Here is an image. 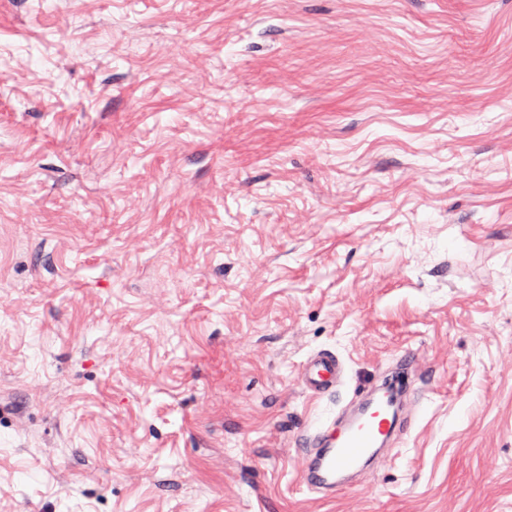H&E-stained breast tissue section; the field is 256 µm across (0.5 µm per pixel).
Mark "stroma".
I'll return each mask as SVG.
<instances>
[{
    "label": "stroma",
    "mask_w": 512,
    "mask_h": 512,
    "mask_svg": "<svg viewBox=\"0 0 512 512\" xmlns=\"http://www.w3.org/2000/svg\"><path fill=\"white\" fill-rule=\"evenodd\" d=\"M0 512H512V0H0ZM341 365L336 355L321 352L310 357L305 364L302 383L311 397H320L339 382ZM380 391L377 406L369 416L362 418L366 412L351 418L337 434L336 428L331 433L325 430L316 434L315 445L319 447L308 448L309 461L300 475L302 482L316 491L334 489L346 473L366 463L384 445L395 427L389 415L392 380Z\"/></svg>",
    "instance_id": "35a3bbf8"
}]
</instances>
